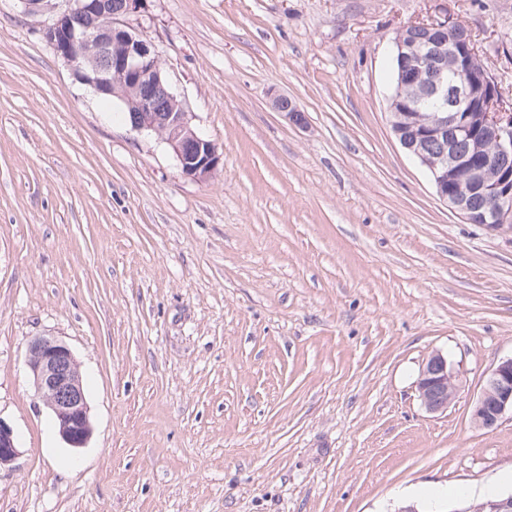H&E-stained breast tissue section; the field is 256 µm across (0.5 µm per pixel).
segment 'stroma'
<instances>
[{
  "label": "stroma",
  "mask_w": 512,
  "mask_h": 512,
  "mask_svg": "<svg viewBox=\"0 0 512 512\" xmlns=\"http://www.w3.org/2000/svg\"><path fill=\"white\" fill-rule=\"evenodd\" d=\"M471 34L512 104V0H147L129 19L222 164L184 177L0 0V512H396L512 492V233L439 200L391 131V39ZM284 93L296 126L276 112ZM65 342L92 426L59 436L25 366ZM447 356L441 415L415 390ZM460 388V373L441 352H433L423 364L416 382L421 405L430 414H442L455 401ZM507 413L512 418V356L501 360L485 379L472 405L471 423L477 429H492ZM18 449L12 428L0 420V468L12 463Z\"/></svg>",
  "instance_id": "1"
}]
</instances>
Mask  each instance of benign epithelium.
<instances>
[{
	"label": "benign epithelium",
	"instance_id": "obj_1",
	"mask_svg": "<svg viewBox=\"0 0 512 512\" xmlns=\"http://www.w3.org/2000/svg\"><path fill=\"white\" fill-rule=\"evenodd\" d=\"M27 14H47L41 33L56 55L98 95L121 101L129 112L128 125L139 133L158 137L173 152L182 175L206 182L218 171L222 158L208 138L190 125L187 113L165 78L161 62L149 41L128 25L147 0H18ZM430 31L419 46L392 40L397 68V92L389 98L394 115L410 110L402 91L416 88V101L433 107L425 122L414 127L392 126L401 146L427 169L437 196L471 224H487L512 232V169L498 159L512 151V112L494 91L489 69L479 72L460 67V58L478 54L471 35L447 20L415 22ZM272 105L296 125L304 124L295 100L277 95ZM479 139L482 154L459 153V141ZM436 140L441 152H428ZM480 194L496 206L478 216L470 205ZM35 390L51 410L59 434L71 448H83L91 435L88 403L78 364L66 343L34 337L26 359ZM421 405L430 414L448 410L460 391V373L436 351L423 364L416 382ZM512 414V357L503 359L484 381L472 405L471 423L492 429ZM18 449L12 428L0 420V467L12 463ZM482 512H512V494L484 501Z\"/></svg>",
	"mask_w": 512,
	"mask_h": 512
}]
</instances>
